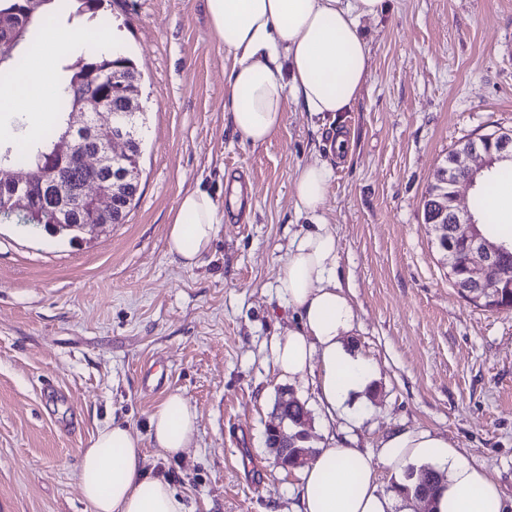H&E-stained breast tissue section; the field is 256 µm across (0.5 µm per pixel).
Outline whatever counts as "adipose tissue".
Masks as SVG:
<instances>
[{
    "label": "adipose tissue",
    "mask_w": 512,
    "mask_h": 512,
    "mask_svg": "<svg viewBox=\"0 0 512 512\" xmlns=\"http://www.w3.org/2000/svg\"><path fill=\"white\" fill-rule=\"evenodd\" d=\"M205 8L212 32L231 56L226 98L233 128L245 142L260 145L284 126L287 100L334 120L350 111L370 65L360 20L378 17L385 0H205ZM123 49L112 30L92 37L68 27L43 32L26 48L25 72L0 95V112L49 122L61 89L58 58L76 50L108 57ZM330 179V167L318 158L297 173L295 206L310 225L292 241L277 277L296 324L275 335L270 353L281 377L311 376L320 405L333 417L350 413V400L370 389L373 369L345 344L355 312L336 275V235L320 214ZM482 205L503 240L512 242V185L494 184ZM223 221L224 207L209 191L185 192L167 231L169 254L183 267L197 266ZM196 430L197 412L178 392L150 417V438L168 455L189 448ZM144 465L141 440L128 427L99 430L81 449L76 470L92 512H185L176 490L147 475ZM381 465L396 471L429 465L443 473L436 512L506 510L496 482L447 438L402 429L381 439L374 454L330 439L300 475L295 512H409L402 496L381 491Z\"/></svg>",
    "instance_id": "ef3b65f1"
}]
</instances>
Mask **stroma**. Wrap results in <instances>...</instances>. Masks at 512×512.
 <instances>
[{"label": "stroma", "mask_w": 512, "mask_h": 512, "mask_svg": "<svg viewBox=\"0 0 512 512\" xmlns=\"http://www.w3.org/2000/svg\"><path fill=\"white\" fill-rule=\"evenodd\" d=\"M102 17L140 76L139 193L125 223L73 242L0 221V512H91L78 451L114 422L141 438L146 472L187 512H294L300 471L265 442L284 394L305 404L315 449L337 436L372 452L401 428L447 437L512 510V311L462 297L424 218L448 153L512 127V0H386L362 19L370 70L340 155L332 123L292 102L265 144L233 133L230 62L205 0H112ZM316 151L332 168L322 215L355 306L346 341L374 370L365 401L332 426L311 378L280 379L269 350L295 324L276 279L305 224L294 180ZM235 179L249 211L226 214L198 266L172 261L182 194L203 187L222 202ZM174 391L197 432L167 457L149 418Z\"/></svg>", "instance_id": "1"}]
</instances>
